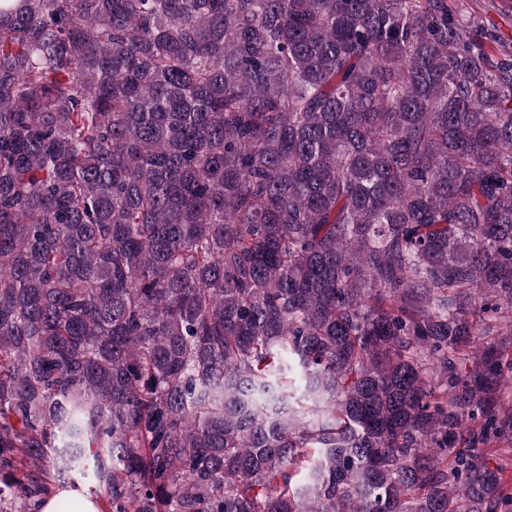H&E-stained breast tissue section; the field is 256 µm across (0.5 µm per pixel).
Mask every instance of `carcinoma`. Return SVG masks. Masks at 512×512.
<instances>
[{"label": "carcinoma", "instance_id": "obj_1", "mask_svg": "<svg viewBox=\"0 0 512 512\" xmlns=\"http://www.w3.org/2000/svg\"><path fill=\"white\" fill-rule=\"evenodd\" d=\"M457 0H0V512H512V53ZM80 483V489L77 492L73 491L72 488L68 487L69 489H59L56 490L53 494L50 496L44 498L41 503L39 504V508L37 511L39 512H59V510L56 509V503L60 499H75L77 501V508L74 509L72 512H100L99 511V505L98 501L95 496L91 495L93 494L90 492L91 486L89 484H83ZM87 491V492H83Z\"/></svg>", "mask_w": 512, "mask_h": 512}]
</instances>
